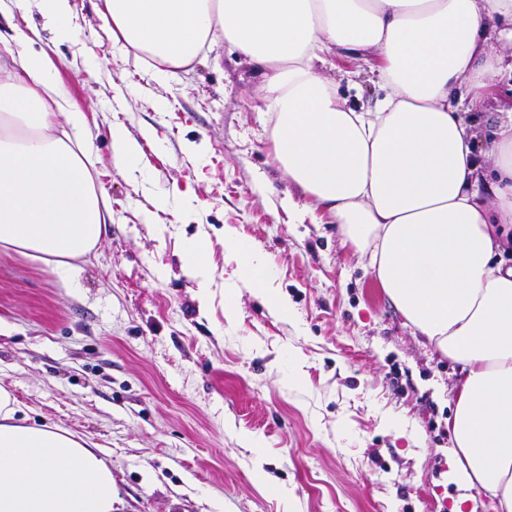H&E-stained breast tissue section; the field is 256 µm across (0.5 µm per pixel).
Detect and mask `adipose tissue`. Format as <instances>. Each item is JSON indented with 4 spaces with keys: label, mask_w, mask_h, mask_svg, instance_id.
I'll return each mask as SVG.
<instances>
[{
    "label": "adipose tissue",
    "mask_w": 512,
    "mask_h": 512,
    "mask_svg": "<svg viewBox=\"0 0 512 512\" xmlns=\"http://www.w3.org/2000/svg\"><path fill=\"white\" fill-rule=\"evenodd\" d=\"M119 50L152 77L225 39L253 65L274 159L342 242L367 255L407 323L460 368L451 421L452 481L482 487L512 512V113L499 123L483 183L462 119L512 71V0H104ZM20 34L0 65V249L62 280L110 220L91 179L84 112L44 54ZM370 52L386 90L374 109L346 108L327 52ZM224 260L271 308L288 300L270 259L233 226ZM0 387V512H113L112 470L87 439L17 419Z\"/></svg>",
    "instance_id": "ef3b65f1"
}]
</instances>
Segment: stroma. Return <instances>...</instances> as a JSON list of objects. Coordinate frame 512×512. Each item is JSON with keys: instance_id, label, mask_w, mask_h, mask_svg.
Listing matches in <instances>:
<instances>
[{"instance_id": "stroma-1", "label": "stroma", "mask_w": 512, "mask_h": 512, "mask_svg": "<svg viewBox=\"0 0 512 512\" xmlns=\"http://www.w3.org/2000/svg\"><path fill=\"white\" fill-rule=\"evenodd\" d=\"M101 5L70 0V42L36 0L0 11V40L32 32L85 113L90 175L112 210L73 282L0 251V386L21 417L96 445L114 512H451L459 371L414 335L337 225L296 223L291 207L308 199L274 163L252 65L223 42L154 79L115 47ZM330 60L348 108L383 97L376 57ZM509 110L506 73L471 110L477 150ZM117 124L142 148L132 175L114 163ZM228 224L269 256L290 314L232 290ZM201 231L215 275L205 306L183 261Z\"/></svg>"}]
</instances>
